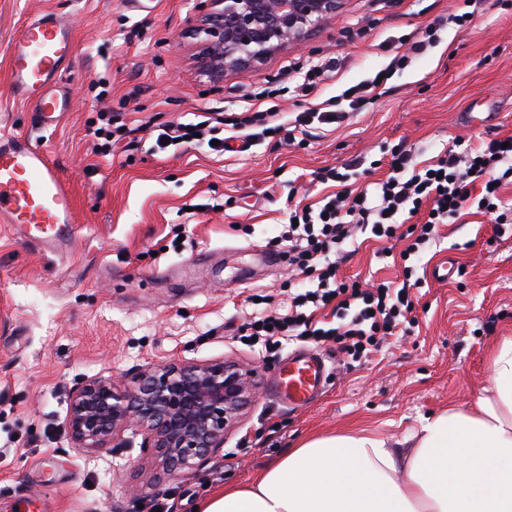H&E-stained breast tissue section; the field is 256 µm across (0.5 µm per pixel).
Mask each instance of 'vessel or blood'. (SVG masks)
Here are the masks:
<instances>
[{"label": "vessel or blood", "mask_w": 512, "mask_h": 512, "mask_svg": "<svg viewBox=\"0 0 512 512\" xmlns=\"http://www.w3.org/2000/svg\"><path fill=\"white\" fill-rule=\"evenodd\" d=\"M73 52L71 25L52 10L28 21L6 49L13 91L36 112L41 129L57 126L71 108L59 83ZM73 212L71 188L47 152L25 130L0 134V222L22 243L51 250L71 241ZM324 380L323 357L300 350L283 366L276 388L289 404L305 406Z\"/></svg>", "instance_id": "1"}]
</instances>
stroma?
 <instances>
[{"mask_svg": "<svg viewBox=\"0 0 512 512\" xmlns=\"http://www.w3.org/2000/svg\"><path fill=\"white\" fill-rule=\"evenodd\" d=\"M207 0H0V122L22 125L55 161L74 194L78 232L51 254L22 244L0 224V512H141L167 499L193 512L214 494L248 484L306 439L369 430L400 439L425 418L468 409L483 394L490 360L512 336V227L470 214L437 227L421 262L425 282L413 334L366 360L337 368L336 350L317 346L328 381L308 407L281 402L274 381L298 342L275 356L236 338L253 317L250 298L287 313L303 287L273 260L295 207L336 189L316 174L361 162L353 191L385 179L393 146L419 164L454 137L477 147L512 136V0H343L335 18L215 81L199 67L192 31ZM45 10L72 25L76 54L60 86L72 106L44 131L11 93L6 48L26 19ZM472 12L468 29L452 18ZM439 24L438 42L391 73L371 104L335 124L295 132L306 108L373 79L402 39ZM327 65L302 95L301 67ZM282 96L256 100L263 88ZM259 104L294 132L246 138L224 154L195 143L156 150L163 125L232 119ZM121 113L129 133L111 157L97 155L91 120ZM385 242H360L339 268L361 282L401 281ZM448 279L435 278L442 261ZM237 362L257 386L224 446L205 465L175 477L134 431L107 453L74 448L65 419L87 379L117 375L134 388L150 364Z\"/></svg>", "mask_w": 512, "mask_h": 512, "instance_id": "stroma-1", "label": "stroma"}]
</instances>
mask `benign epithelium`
<instances>
[{
	"mask_svg": "<svg viewBox=\"0 0 512 512\" xmlns=\"http://www.w3.org/2000/svg\"><path fill=\"white\" fill-rule=\"evenodd\" d=\"M338 0H209L196 34L203 65L222 75L298 40L336 14ZM253 371L222 360L147 366L127 390L115 375L85 381L71 395L65 426L74 447L106 452L130 427L169 473L209 461L224 446V430L240 414Z\"/></svg>",
	"mask_w": 512,
	"mask_h": 512,
	"instance_id": "benign-epithelium-1",
	"label": "benign epithelium"
}]
</instances>
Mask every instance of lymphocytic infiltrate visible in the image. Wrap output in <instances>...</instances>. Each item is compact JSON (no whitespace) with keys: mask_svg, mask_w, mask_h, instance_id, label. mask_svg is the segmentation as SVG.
Masks as SVG:
<instances>
[{"mask_svg":"<svg viewBox=\"0 0 512 512\" xmlns=\"http://www.w3.org/2000/svg\"><path fill=\"white\" fill-rule=\"evenodd\" d=\"M356 170L353 164L342 171L321 170L319 180L344 186V193L326 195L318 207L292 211L293 221L281 233L288 244V264L314 279L316 286L296 294L286 315L263 311L244 322L239 331L245 340L274 352L286 340L331 339L339 353L361 360L379 351L386 337L406 335L414 327L412 291L422 285L417 260L434 241L437 225L457 223L473 207L492 215L495 223L512 222V207L500 196L503 186L512 185V137L462 152L445 150L421 168L410 150L398 148L391 154L389 175L371 191L347 189ZM478 180L483 183L482 195L475 200L471 186ZM419 214L424 221L400 252L401 283H350L338 278L337 269L358 235L394 240L402 217ZM325 309L330 320L316 319V311Z\"/></svg>","mask_w":512,"mask_h":512,"instance_id":"1","label":"lymphocytic infiltrate"}]
</instances>
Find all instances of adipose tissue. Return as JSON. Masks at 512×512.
Wrapping results in <instances>:
<instances>
[{"label": "adipose tissue", "instance_id": "adipose-tissue-1", "mask_svg": "<svg viewBox=\"0 0 512 512\" xmlns=\"http://www.w3.org/2000/svg\"><path fill=\"white\" fill-rule=\"evenodd\" d=\"M410 440L311 439L203 512H512V338L473 409L426 419Z\"/></svg>", "mask_w": 512, "mask_h": 512}]
</instances>
